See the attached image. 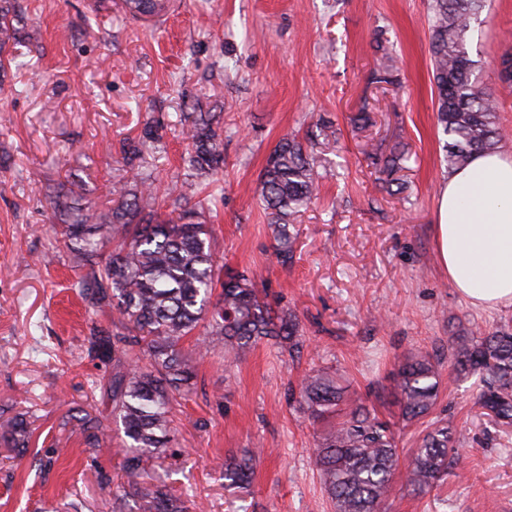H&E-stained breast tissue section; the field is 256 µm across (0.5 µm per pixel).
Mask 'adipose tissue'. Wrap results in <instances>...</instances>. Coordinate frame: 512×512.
Wrapping results in <instances>:
<instances>
[{"label":"adipose tissue","instance_id":"obj_1","mask_svg":"<svg viewBox=\"0 0 512 512\" xmlns=\"http://www.w3.org/2000/svg\"><path fill=\"white\" fill-rule=\"evenodd\" d=\"M434 231L448 279L471 304L512 305V154L477 153L440 185Z\"/></svg>","mask_w":512,"mask_h":512}]
</instances>
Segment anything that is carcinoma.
Returning <instances> with one entry per match:
<instances>
[{
    "instance_id": "cac0c4a2",
    "label": "carcinoma",
    "mask_w": 512,
    "mask_h": 512,
    "mask_svg": "<svg viewBox=\"0 0 512 512\" xmlns=\"http://www.w3.org/2000/svg\"><path fill=\"white\" fill-rule=\"evenodd\" d=\"M484 0H433L430 61L437 124L446 137L444 162L465 165L475 153H494L504 137L497 121L496 98L478 84L468 50L472 22ZM19 14L15 0H0V96L20 93L6 83L11 67L22 68L11 46ZM187 141L184 162L201 184L217 181L224 171V140L208 112L180 115ZM162 126L147 124L127 137L122 152L127 164L145 162L161 139ZM313 139L283 134L270 151L254 193L265 214L279 261L293 259L298 232L294 220L318 196ZM368 156L384 175L382 189L404 192L400 172L406 152L393 147ZM209 207L200 201L177 216L161 212L154 182L132 170V178L112 188V203L99 206L72 190L53 200L58 234L74 253L81 298L94 311H109L110 326L94 327L87 337L89 354L112 363L104 397L127 444L123 471L138 512H188L181 497L150 477L145 463L168 456L170 410L193 374V359L224 342V358H237L260 341L272 340L290 353L303 348L297 316L280 309L257 287L248 272L222 270L207 224ZM460 374L478 376L477 403L496 425L512 427V327L504 324L479 337L457 336L448 347ZM439 362L422 351L398 357L395 400L398 421L379 418L365 401L348 398L337 373L311 369L288 399L303 406L315 422L336 423L313 450L336 512H381L397 488L420 494L438 486L458 453L452 427L436 422L399 469L400 427L428 416L441 392ZM87 445L106 446L111 430L97 416L83 418ZM30 423L20 417L0 428V441L15 453L27 450ZM253 457L224 462V483L249 490Z\"/></svg>"
}]
</instances>
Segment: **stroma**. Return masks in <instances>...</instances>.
Listing matches in <instances>:
<instances>
[{
	"label": "stroma",
	"mask_w": 512,
	"mask_h": 512,
	"mask_svg": "<svg viewBox=\"0 0 512 512\" xmlns=\"http://www.w3.org/2000/svg\"><path fill=\"white\" fill-rule=\"evenodd\" d=\"M39 30L19 43V95L0 99V424L33 429L19 456L0 446V512H113L123 493L120 436L94 452L75 420L109 416L101 390L111 369L87 354L92 325H107L74 286L75 259L59 242L52 202L65 187L101 203L130 177L118 146L164 121L143 169L178 184L184 205L210 195L217 259L255 272L293 311L306 342L298 357L272 344L234 363L194 364L172 408L173 456L159 474L188 507L205 512H335L312 450L326 426L289 403L287 389L315 366L338 369L380 415L397 355L422 350L443 363L431 420L450 424L461 457L442 485L400 492L385 512H512V428L477 403L478 379L448 368L453 336L512 324V305L472 306L443 271L434 211L445 138L436 125L428 0H173L154 21L125 18L120 0H17ZM387 39L374 47L375 31ZM512 54V0H487L470 56L496 94L512 152V94L500 62ZM400 82L374 84L378 64ZM223 117L224 175L201 192L183 163L181 112L193 103ZM372 123H351L360 107ZM328 127L315 148L319 198L301 213L293 262L274 254L251 189L278 138ZM405 147L407 188L381 189L369 146ZM262 446L250 491L224 487V461Z\"/></svg>",
	"instance_id": "obj_1"
}]
</instances>
